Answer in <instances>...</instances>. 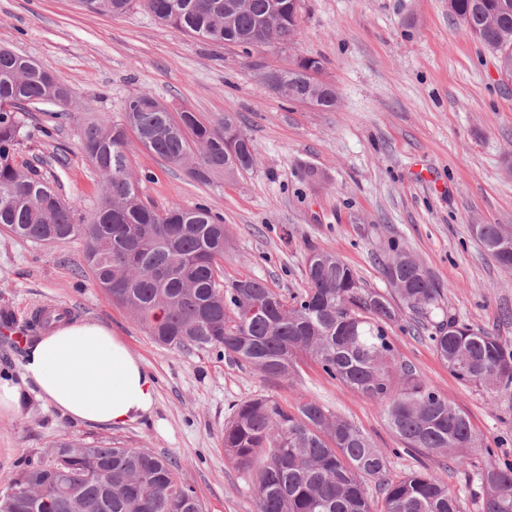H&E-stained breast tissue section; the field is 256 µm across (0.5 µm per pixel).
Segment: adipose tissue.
<instances>
[{
	"label": "adipose tissue",
	"mask_w": 512,
	"mask_h": 512,
	"mask_svg": "<svg viewBox=\"0 0 512 512\" xmlns=\"http://www.w3.org/2000/svg\"><path fill=\"white\" fill-rule=\"evenodd\" d=\"M21 369V383L0 379V410L21 412L29 387L65 417L123 426L149 416L157 402L141 359L97 322H52L24 347Z\"/></svg>",
	"instance_id": "1"
}]
</instances>
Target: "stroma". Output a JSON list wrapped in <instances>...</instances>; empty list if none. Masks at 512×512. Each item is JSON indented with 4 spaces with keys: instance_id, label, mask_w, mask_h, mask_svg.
I'll return each mask as SVG.
<instances>
[{
    "instance_id": "stroma-1",
    "label": "stroma",
    "mask_w": 512,
    "mask_h": 512,
    "mask_svg": "<svg viewBox=\"0 0 512 512\" xmlns=\"http://www.w3.org/2000/svg\"><path fill=\"white\" fill-rule=\"evenodd\" d=\"M71 88L75 120L55 119L51 103L30 107L17 161L36 170L78 216L94 213L101 178L79 146L81 124H116L125 99L153 93L171 112L210 124L236 115L258 158L253 170L209 184L191 180L137 142L129 167L157 210L203 205L223 218L230 247L225 279L250 276L284 296L306 287L311 250L335 253L364 283L386 291L381 258L400 247L444 287L430 319L404 312L389 334L400 361L454 402L485 445L463 468H449L461 512H482L476 474L512 465V390L460 383L437 356L436 322L453 318L512 344V271L485 252L473 227L512 229V81L492 51L466 35L448 0H300L293 42L252 55L161 25L143 7L113 16L78 0H0V46ZM321 62L319 77L338 97L326 110L291 102L261 78ZM109 326L156 381L153 414L121 426L64 418L37 394L21 414L0 415V487L26 459L59 443L105 441L172 459L205 512H256V471L224 453L234 404L257 394L285 405L317 398L368 433L402 478L438 458L397 454V436L379 402L329 378L310 358L298 375L270 382L214 352L156 344L125 308L113 304L83 263V242L35 245L0 232V378L19 380L23 345L36 336L34 307Z\"/></svg>"
}]
</instances>
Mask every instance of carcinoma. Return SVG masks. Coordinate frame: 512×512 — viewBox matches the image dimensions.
Here are the masks:
<instances>
[{"label": "carcinoma", "mask_w": 512, "mask_h": 512, "mask_svg": "<svg viewBox=\"0 0 512 512\" xmlns=\"http://www.w3.org/2000/svg\"><path fill=\"white\" fill-rule=\"evenodd\" d=\"M93 13L122 15L138 4L171 29L204 40L237 43L250 52L262 34L293 40L299 0H81ZM467 34L504 57L512 80V0H448ZM280 95L336 106L334 88L314 86L297 70L281 75ZM68 105L73 95L48 71L0 47V230L39 244L84 241L94 282L128 309L159 345L214 351L270 381L286 380L308 355L323 372L380 402L385 420L410 456L467 463L482 447L467 415L407 364L399 361L388 328L408 310L427 317L440 308L443 287L421 263L394 249L382 261L393 292L365 287L338 256L313 250L308 288L288 303L263 281H224L221 262L228 235L204 207L146 205L127 160L129 135L148 138L147 149L207 184L217 173L252 169V140L230 113L213 127L190 111L178 116L151 92L127 98L122 121L88 123L80 148L102 177L94 215L76 221L74 210L48 181L19 166L27 136V106L50 96ZM475 234L492 259L512 269V231L477 224ZM435 351L461 383L487 390L512 388V346L452 318L438 322ZM224 452L237 464L257 466L256 512H460L457 497L426 466L394 481L385 477L384 453L356 423L301 396L291 408L266 395L235 405L224 425ZM378 482L375 508L367 482ZM484 512H512V466L478 473ZM24 486L61 501L49 512H203L174 463L149 451L106 442L68 441L45 458L28 461L9 487ZM38 498L0 496V512H44Z\"/></svg>", "instance_id": "obj_1"}]
</instances>
